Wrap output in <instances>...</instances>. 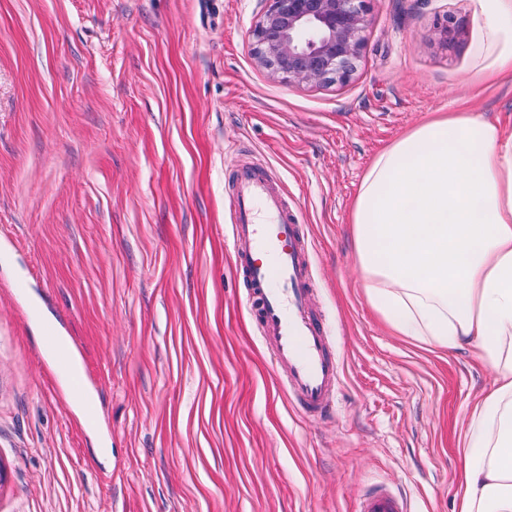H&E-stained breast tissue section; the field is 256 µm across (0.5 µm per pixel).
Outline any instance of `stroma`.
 Instances as JSON below:
<instances>
[{
	"label": "stroma",
	"mask_w": 512,
	"mask_h": 512,
	"mask_svg": "<svg viewBox=\"0 0 512 512\" xmlns=\"http://www.w3.org/2000/svg\"><path fill=\"white\" fill-rule=\"evenodd\" d=\"M266 7L0 0V512H355L378 488L457 512L494 372L393 334L350 213L375 156L433 113L512 131V76L473 83L475 0H372L350 81L291 86L252 54ZM239 164L270 168L305 226L342 363L332 418L293 407L244 303ZM49 322L94 423L42 347Z\"/></svg>",
	"instance_id": "stroma-1"
}]
</instances>
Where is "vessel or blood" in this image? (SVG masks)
Masks as SVG:
<instances>
[{
    "label": "vessel or blood",
    "instance_id": "b4317fda",
    "mask_svg": "<svg viewBox=\"0 0 512 512\" xmlns=\"http://www.w3.org/2000/svg\"><path fill=\"white\" fill-rule=\"evenodd\" d=\"M234 184V264L251 288L257 330L275 364L287 367L288 394L297 410L307 417L326 416L335 405L341 365L327 325L312 314L311 262L297 215L286 205L276 178L262 168L237 167ZM60 338L57 324H45V348L55 351L60 371L72 373L73 387L83 389L85 378L73 373L72 352L60 347ZM356 512L408 510L391 491L376 490L362 496Z\"/></svg>",
    "mask_w": 512,
    "mask_h": 512
}]
</instances>
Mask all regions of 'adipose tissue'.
Masks as SVG:
<instances>
[{
    "instance_id": "1",
    "label": "adipose tissue",
    "mask_w": 512,
    "mask_h": 512,
    "mask_svg": "<svg viewBox=\"0 0 512 512\" xmlns=\"http://www.w3.org/2000/svg\"><path fill=\"white\" fill-rule=\"evenodd\" d=\"M477 4L483 85L512 72V0ZM350 224L391 331L495 370L471 416L458 512H512V133L468 108L436 113L376 155Z\"/></svg>"
}]
</instances>
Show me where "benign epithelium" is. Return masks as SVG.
<instances>
[{
	"label": "benign epithelium",
	"mask_w": 512,
	"mask_h": 512,
	"mask_svg": "<svg viewBox=\"0 0 512 512\" xmlns=\"http://www.w3.org/2000/svg\"><path fill=\"white\" fill-rule=\"evenodd\" d=\"M254 56L290 85L348 82L364 45L368 0H266Z\"/></svg>",
	"instance_id": "7a95c632"
}]
</instances>
